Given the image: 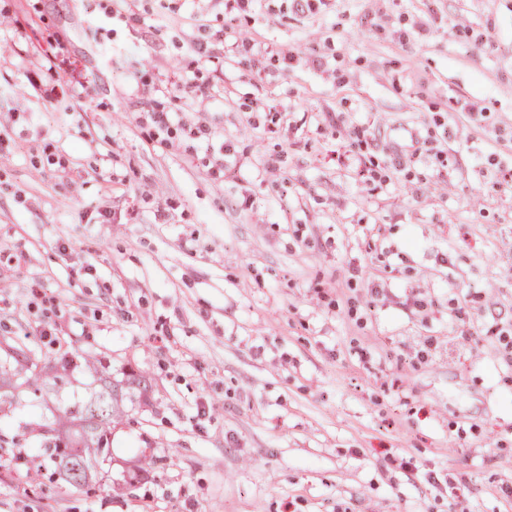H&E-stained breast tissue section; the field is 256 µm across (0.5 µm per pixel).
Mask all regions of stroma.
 Segmentation results:
<instances>
[{"instance_id": "stroma-1", "label": "stroma", "mask_w": 512, "mask_h": 512, "mask_svg": "<svg viewBox=\"0 0 512 512\" xmlns=\"http://www.w3.org/2000/svg\"><path fill=\"white\" fill-rule=\"evenodd\" d=\"M224 28L256 76L197 61ZM497 170L512 0H0V434L134 388L86 483L2 463L0 512H512Z\"/></svg>"}]
</instances>
